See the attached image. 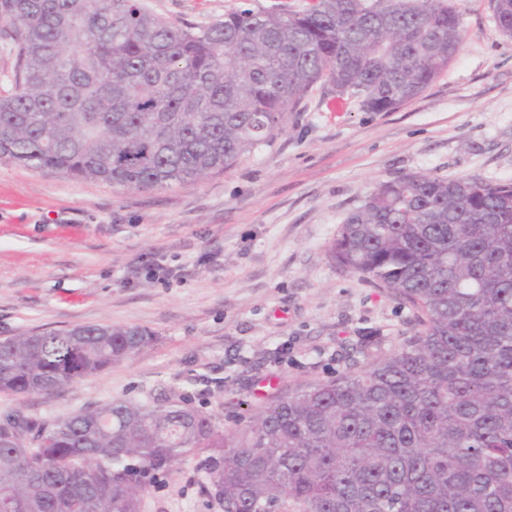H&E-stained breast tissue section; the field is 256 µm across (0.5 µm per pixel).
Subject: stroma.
I'll return each mask as SVG.
<instances>
[{
    "mask_svg": "<svg viewBox=\"0 0 512 512\" xmlns=\"http://www.w3.org/2000/svg\"><path fill=\"white\" fill-rule=\"evenodd\" d=\"M208 25L243 5L310 0H142ZM461 48L423 94L365 112L319 84L282 131L230 168L139 191L0 162V340L78 324L153 339L52 394L0 392V419H52L164 396L248 419L277 394L357 371L418 331L392 292L342 271L327 249L351 209L398 176L512 180V37L495 0H459ZM196 458L145 493L141 512H222Z\"/></svg>",
    "mask_w": 512,
    "mask_h": 512,
    "instance_id": "obj_1",
    "label": "stroma"
}]
</instances>
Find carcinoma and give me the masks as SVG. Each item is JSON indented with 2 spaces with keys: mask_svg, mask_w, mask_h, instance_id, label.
Segmentation results:
<instances>
[{
  "mask_svg": "<svg viewBox=\"0 0 512 512\" xmlns=\"http://www.w3.org/2000/svg\"><path fill=\"white\" fill-rule=\"evenodd\" d=\"M313 0L206 26L139 0H0L14 57L0 161L137 190L231 167L319 82L364 112L421 95L462 44L448 0ZM512 36V0H495ZM421 329L357 372L296 388L246 424L186 402L117 401L0 422V512H141L199 457L223 512H512V180L382 181L328 248ZM136 326L0 340V392L51 393L144 346Z\"/></svg>",
  "mask_w": 512,
  "mask_h": 512,
  "instance_id": "obj_1",
  "label": "carcinoma"
}]
</instances>
